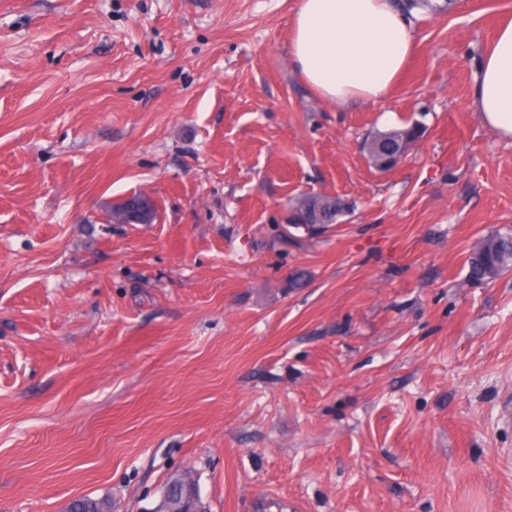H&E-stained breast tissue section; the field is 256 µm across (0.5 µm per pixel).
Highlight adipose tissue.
Instances as JSON below:
<instances>
[{
  "instance_id": "adipose-tissue-1",
  "label": "adipose tissue",
  "mask_w": 512,
  "mask_h": 512,
  "mask_svg": "<svg viewBox=\"0 0 512 512\" xmlns=\"http://www.w3.org/2000/svg\"><path fill=\"white\" fill-rule=\"evenodd\" d=\"M415 48L397 0H296L289 58L329 102L387 98ZM473 105L484 124L512 137V21L481 62Z\"/></svg>"
}]
</instances>
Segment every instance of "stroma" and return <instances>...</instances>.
Returning a JSON list of instances; mask_svg holds the SVG:
<instances>
[{"label": "stroma", "mask_w": 512, "mask_h": 512, "mask_svg": "<svg viewBox=\"0 0 512 512\" xmlns=\"http://www.w3.org/2000/svg\"><path fill=\"white\" fill-rule=\"evenodd\" d=\"M452 2L388 98L332 104L295 0H0V512H143L181 469L210 512H512V271L465 265L512 231L472 103L512 0ZM135 193L153 222L113 223ZM310 193L348 209L289 231ZM420 133V131L416 134H414V130L411 129V126H408V127H404L402 129H392V130H389V131H385V132H378L376 133L375 135H373L371 138H373L371 140V142L369 143V146H368V150L366 149L367 151V154H368V157H369V160L372 162V164L379 170H385L387 169L385 167V163H384V158H382L377 152H376V149H370L371 145L377 141L378 139L380 138H392V137H402V136H407L409 142H410V145L413 143V141L417 138L418 134ZM370 138V139H371ZM409 145V146H410ZM466 264L471 283H489L512 270V233H497L475 241Z\"/></svg>", "instance_id": "obj_1"}]
</instances>
